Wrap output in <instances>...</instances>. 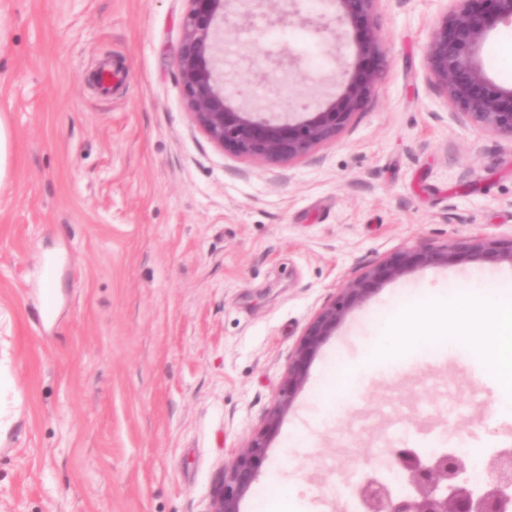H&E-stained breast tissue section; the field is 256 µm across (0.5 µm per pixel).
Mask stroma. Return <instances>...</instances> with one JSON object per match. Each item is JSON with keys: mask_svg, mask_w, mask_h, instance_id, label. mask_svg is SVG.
I'll use <instances>...</instances> for the list:
<instances>
[{"mask_svg": "<svg viewBox=\"0 0 512 512\" xmlns=\"http://www.w3.org/2000/svg\"><path fill=\"white\" fill-rule=\"evenodd\" d=\"M449 0H379L388 67L336 140L280 164L215 145L176 66L187 0H0V512H208L210 489L262 426L315 313L409 248L512 236V140L478 130L433 82L425 45ZM319 0L244 17L232 0L224 91L293 113L337 92L353 30L310 24ZM290 52L281 69L251 65ZM512 85V26L482 50ZM512 265L416 269L357 307L313 358L240 512L282 484L301 512H356L389 449L512 446L496 383L442 354L390 376L364 343L420 288ZM360 386L338 412L339 365Z\"/></svg>", "mask_w": 512, "mask_h": 512, "instance_id": "stroma-1", "label": "stroma"}]
</instances>
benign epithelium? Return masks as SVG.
Wrapping results in <instances>:
<instances>
[{"instance_id": "7a95c632", "label": "benign epithelium", "mask_w": 512, "mask_h": 512, "mask_svg": "<svg viewBox=\"0 0 512 512\" xmlns=\"http://www.w3.org/2000/svg\"><path fill=\"white\" fill-rule=\"evenodd\" d=\"M177 69L184 104L193 123L217 146L259 163L299 158L336 139L379 83L385 48L374 25L379 0H326L320 29L337 37L349 25L359 33L357 59L341 92L315 111L281 117L260 112L249 101L224 96V14L232 0H187ZM449 10L432 24L426 44L430 76L450 104L476 127L512 139V86L488 77L481 52L490 32L512 25V0H450ZM462 249L512 265V236L478 238ZM459 248L407 249L346 282L307 325L297 342L279 392L261 428L237 451L210 492L209 512H240L257 481L267 449L308 377L310 364L346 317L378 288L419 267L455 263ZM471 460L461 452L426 455L418 448H395L383 471L355 485L359 512H512V448L484 462L487 480L469 482Z\"/></svg>"}]
</instances>
